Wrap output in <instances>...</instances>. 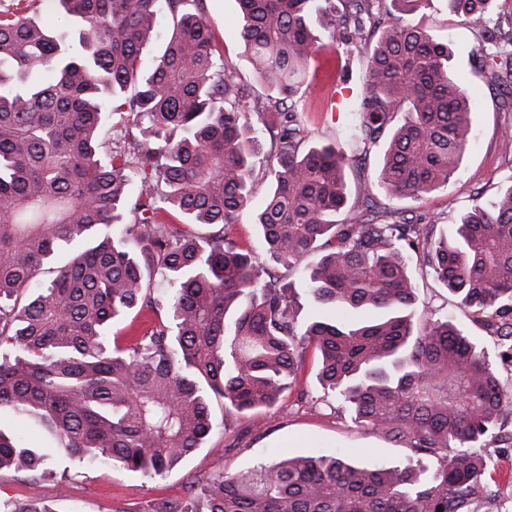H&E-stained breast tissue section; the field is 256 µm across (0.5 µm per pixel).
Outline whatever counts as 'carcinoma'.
Returning <instances> with one entry per match:
<instances>
[{
  "instance_id": "1",
  "label": "carcinoma",
  "mask_w": 512,
  "mask_h": 512,
  "mask_svg": "<svg viewBox=\"0 0 512 512\" xmlns=\"http://www.w3.org/2000/svg\"><path fill=\"white\" fill-rule=\"evenodd\" d=\"M160 1L173 31L147 66ZM53 2L77 21V42L27 17L33 0L0 3V470L34 477L61 453L162 477L214 432L211 397L228 416L269 409L312 349L323 390L355 426L407 449L401 465L288 456L213 472L198 495L144 512H485L487 447L512 415L501 378L512 368V175L449 233L373 194L375 183L403 198L449 186L472 143L453 51L414 22L432 0H237L262 104L220 52L205 0ZM443 2L488 32L493 0ZM382 20L342 143L309 144L310 60L328 37L348 72ZM497 57L485 60L491 85L512 81ZM126 113L146 122L113 147L106 120ZM379 145L375 180L351 193L346 172L363 174ZM261 162L263 263L226 232ZM62 252L50 283H35ZM413 256L484 319L493 349L446 315L416 319ZM136 307L156 320L123 346L109 329ZM10 420L39 441L4 432Z\"/></svg>"
}]
</instances>
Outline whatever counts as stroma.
<instances>
[{
	"mask_svg": "<svg viewBox=\"0 0 512 512\" xmlns=\"http://www.w3.org/2000/svg\"><path fill=\"white\" fill-rule=\"evenodd\" d=\"M207 17L238 80L250 88L254 97L265 98L267 89L239 42L237 0H207ZM419 20L431 36L450 44L454 53L452 65L474 93L471 119L475 135L450 186L418 200L393 198L382 190L376 196L380 204L406 215L438 218L440 229L447 231L474 201L490 203L512 176V160L505 158L499 147L502 133L512 129V111L501 104L506 87L489 85L479 67L481 55L492 49L479 32L442 8L425 10ZM366 65V53L356 54L349 73L344 74L332 45H325L316 54L310 64L305 102L311 143L336 141L338 130L349 121L343 103L359 92ZM269 186L264 167H257L253 175V206L229 230L241 246L256 252L261 244L253 208L264 200ZM417 294L420 303L444 310L449 320L475 342L492 344L487 329L460 309L445 289L428 280L419 283ZM315 372V358L307 357L300 393H286L276 406L245 419L225 420L223 399H213L211 410L217 424L214 433L195 455L163 477L130 476L107 465L80 466L57 454L47 464L45 474L36 479L0 471V500L37 502L50 506L54 512H143L148 504L189 496L192 487L200 485L212 471L246 470L284 454L324 451L360 462L370 453L382 466L402 464L406 449L353 427L337 412L331 395L323 392ZM488 452L493 462L495 494L491 512H512V447L494 445Z\"/></svg>",
	"mask_w": 512,
	"mask_h": 512,
	"instance_id": "obj_1",
	"label": "stroma"
}]
</instances>
